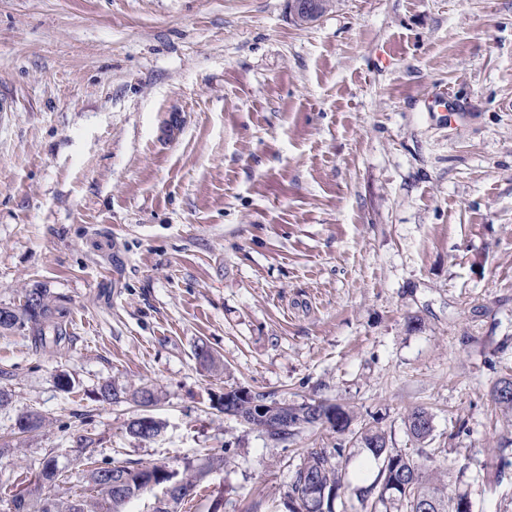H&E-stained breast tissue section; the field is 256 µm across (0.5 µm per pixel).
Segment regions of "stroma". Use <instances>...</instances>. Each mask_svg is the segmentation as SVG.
I'll list each match as a JSON object with an SVG mask.
<instances>
[{
    "label": "stroma",
    "instance_id": "stroma-1",
    "mask_svg": "<svg viewBox=\"0 0 512 512\" xmlns=\"http://www.w3.org/2000/svg\"><path fill=\"white\" fill-rule=\"evenodd\" d=\"M0 96V304L41 285L72 334H0V512L49 453L93 499L85 433L101 465L222 453L178 512H287L304 450L367 424L414 447L416 407L448 492L512 512V0H330L307 25L290 0H0ZM236 387L355 418L276 445L225 415ZM377 467L345 462L335 512ZM405 425L416 441L424 442L433 432L432 414L425 408L416 407L406 415Z\"/></svg>",
    "mask_w": 512,
    "mask_h": 512
}]
</instances>
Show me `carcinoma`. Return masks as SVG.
<instances>
[{"instance_id": "obj_1", "label": "carcinoma", "mask_w": 512, "mask_h": 512, "mask_svg": "<svg viewBox=\"0 0 512 512\" xmlns=\"http://www.w3.org/2000/svg\"><path fill=\"white\" fill-rule=\"evenodd\" d=\"M60 299L46 288L38 286L25 290L23 304L19 307H0V332L27 331L34 344L46 347L56 344L68 335L62 325ZM133 398L140 407H153L158 403L157 393L149 387L133 392ZM495 403L506 410H512V379L500 381L494 389ZM314 401L288 405V425L281 431L263 429L264 420L253 416L252 408L246 402L232 403L227 415L235 417L252 429L263 433L268 440L277 444L298 433L301 429L316 425L310 410ZM336 424L332 429L345 432L353 421V415L340 404L333 405ZM45 418L36 412L22 415L18 428L22 432L36 431L44 426ZM405 425L411 436L425 441L433 432L432 414L425 408L416 407L405 417ZM160 431L153 417H139L128 425V432L135 438L147 439ZM354 444L366 448L371 455L382 452L386 467L378 469L374 479L353 489L356 498L369 499L371 512H459L456 505L468 499L464 493L450 495L447 484L438 472L430 469L422 460L418 448H390L385 433L371 426L361 427ZM356 450L338 445L335 448H312L306 452L293 471L288 482L286 497L304 495L309 488L322 491L323 488L336 490L340 496L349 488L342 459L355 456ZM224 461L221 453L205 455L202 462L188 470L181 478L159 466L135 463L98 466L87 470V478L93 490L100 496L94 507L85 499L64 498L56 493L65 477V467L59 465L56 456L47 454L41 462L40 478L37 483L12 496L13 512H127L130 500L154 486H165L164 495L176 490V483L194 488L216 462Z\"/></svg>"}]
</instances>
